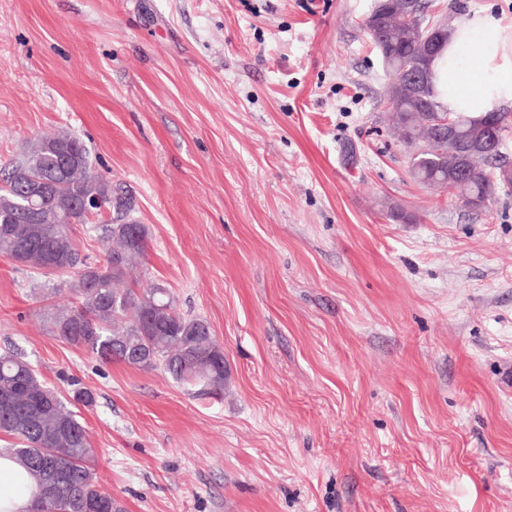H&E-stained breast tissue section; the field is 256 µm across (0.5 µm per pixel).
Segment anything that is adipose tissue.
<instances>
[{
  "mask_svg": "<svg viewBox=\"0 0 512 512\" xmlns=\"http://www.w3.org/2000/svg\"><path fill=\"white\" fill-rule=\"evenodd\" d=\"M435 97L470 119L512 106V23L483 10L463 15L430 64ZM36 483L12 458L0 457V512H32Z\"/></svg>",
  "mask_w": 512,
  "mask_h": 512,
  "instance_id": "ef3b65f1",
  "label": "adipose tissue"
}]
</instances>
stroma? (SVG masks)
<instances>
[{"mask_svg": "<svg viewBox=\"0 0 512 512\" xmlns=\"http://www.w3.org/2000/svg\"><path fill=\"white\" fill-rule=\"evenodd\" d=\"M375 4L0 0V166L82 139L148 230L137 287L224 350L217 398L102 362L46 322L76 274L0 258V351L122 512H512V193L473 212L410 179Z\"/></svg>", "mask_w": 512, "mask_h": 512, "instance_id": "stroma-1", "label": "stroma"}]
</instances>
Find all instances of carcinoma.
Segmentation results:
<instances>
[{
	"label": "carcinoma",
	"mask_w": 512,
	"mask_h": 512,
	"mask_svg": "<svg viewBox=\"0 0 512 512\" xmlns=\"http://www.w3.org/2000/svg\"><path fill=\"white\" fill-rule=\"evenodd\" d=\"M381 15L364 22L374 44L396 65L392 78L403 72L429 70L432 59L448 40L450 28L435 30L437 17L422 0H398L381 5ZM448 112L436 101L431 81L406 98L389 102L388 122L409 153L414 180L448 179V167L436 161L415 164L436 123ZM66 150L75 167L58 178L43 200L42 222L26 216L19 185L30 177H48L58 152ZM501 180L486 177L452 185L448 193L472 210L493 202L506 191ZM82 197L98 201L92 215L76 207ZM132 197L119 186L98 179L85 143L59 132L31 143L15 162L0 168V256L50 279L78 273L74 290L78 305L51 314V332L67 344L85 349L104 362L161 367L176 381L201 395L224 391V352L208 324L176 310L171 292L162 284L136 290L122 287L147 251V230L133 216ZM74 224H89L107 247L106 259L94 263L82 253L71 234ZM0 435L11 439L0 448L23 466L39 488L37 512H120L98 483L88 461L93 456L88 434L74 411L47 386L20 354L0 353ZM51 460L60 475L59 492L45 493L40 464Z\"/></svg>",
	"instance_id": "1"
}]
</instances>
